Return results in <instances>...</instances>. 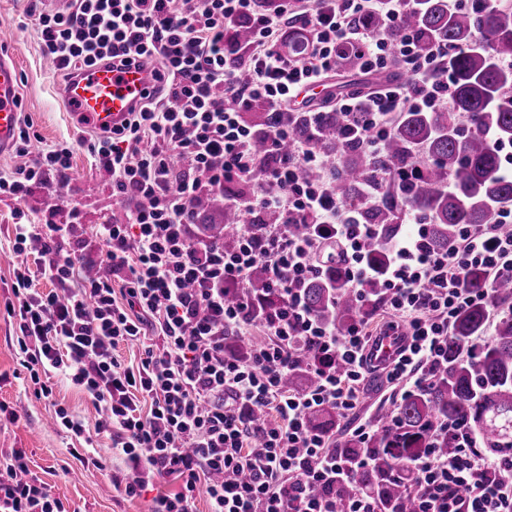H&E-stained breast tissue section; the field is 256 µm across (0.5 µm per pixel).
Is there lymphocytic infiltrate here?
Segmentation results:
<instances>
[{"mask_svg": "<svg viewBox=\"0 0 512 512\" xmlns=\"http://www.w3.org/2000/svg\"><path fill=\"white\" fill-rule=\"evenodd\" d=\"M257 0H70L66 7L39 12L44 52L63 75L108 61L150 68L153 85L145 103L124 128L102 133L88 146L92 167L107 171L112 194L134 200L127 223L101 224L102 275L92 277L81 258L63 253L66 224H28L16 212L14 249L29 252L41 241L34 266L14 270L19 348L25 354L34 392L50 396L47 374L90 396L111 428L127 472L115 481L124 496H141L152 476H175L179 491L154 497L151 512H195L204 494L209 512H335L329 490L351 483L369 467L334 453L331 436L313 430L309 413L328 403L346 419L350 436L361 440L370 425L353 422L361 387L374 372L364 324L339 332L315 318L303 298L305 282L321 273L317 256L329 241L341 246L348 283L370 278L366 248L380 235L361 208L377 198L364 189L359 203L342 204L333 187L334 170L312 141L296 138L298 97L320 86L342 50L357 49L365 70L393 61L411 65L408 83H392L368 98L340 100L351 121L346 136L381 153L397 113L447 107L450 79L435 64L447 45L417 50L414 35L400 26L416 0H277L257 9ZM384 19L382 33L357 27L369 13ZM247 20L249 45L234 38ZM308 33L302 52L280 47L288 20ZM252 78L244 83L240 70ZM259 103L279 116L265 139L269 159L256 164L254 130L242 109ZM362 121H354L356 113ZM72 150L64 143L42 152L32 164L0 174V193L25 194L46 173H64ZM320 171L318 182L300 171ZM244 185L247 195L227 202L240 215L238 244L228 252L190 231L195 200ZM276 212L278 223L259 218ZM407 229L391 246L384 272L383 303L394 314L388 331L404 345L385 365L388 382L412 392L424 388L446 359L456 312L486 302L465 286L467 269L484 266L492 278L512 277V208L498 211L494 224L462 226L446 251L427 250L428 226L405 216ZM304 225L294 235L291 225ZM284 297L272 317L256 311L244 295L256 266ZM50 283L38 290L36 281ZM237 290L236 303L226 293ZM261 327L267 343L239 356L224 339ZM153 343H146V336ZM145 342L134 365L114 354L124 342ZM318 383L291 393L282 381L302 347ZM273 411L269 422L256 414ZM456 450L416 457V512H512V485L500 484L503 462L481 453L476 437L457 427ZM20 450L0 455V512H65L51 489L28 476ZM232 471L236 480H221Z\"/></svg>", "mask_w": 512, "mask_h": 512, "instance_id": "f902f5d3", "label": "lymphocytic infiltrate"}]
</instances>
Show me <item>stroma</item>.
<instances>
[{
    "instance_id": "stroma-1",
    "label": "stroma",
    "mask_w": 512,
    "mask_h": 512,
    "mask_svg": "<svg viewBox=\"0 0 512 512\" xmlns=\"http://www.w3.org/2000/svg\"><path fill=\"white\" fill-rule=\"evenodd\" d=\"M29 7V0H0V54L14 57L19 64L22 116L32 119L42 145L65 142L73 155L64 176L47 174L29 187L23 200L0 195V451L22 450L31 475L50 487L66 512H149L154 493L177 491V481L160 477L153 491L141 497L121 495L113 482L124 477L126 468L111 429L102 424L99 408L57 376L50 379L52 399L35 396L22 365L16 321L8 313L17 302L13 270L26 261L25 255L13 249L15 209H23L37 224L70 225L65 249L89 259L98 258L102 248L93 233L95 225L123 223L128 211L113 198L111 180H99L90 167L87 145L93 134L79 129L66 112L61 102L62 76L43 51ZM364 78L363 71L337 68L308 96L307 108H335L340 99L361 93ZM55 192L64 204L62 210L53 212L44 208L43 201ZM401 399V388L388 384L383 374H374L366 383L354 419L376 423L378 415L389 412ZM61 408L82 423L85 438L56 425V412ZM87 445L99 459V467L87 468L79 461L77 451Z\"/></svg>"
}]
</instances>
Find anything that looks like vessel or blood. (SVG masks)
<instances>
[{"label": "vessel or blood", "mask_w": 512, "mask_h": 512, "mask_svg": "<svg viewBox=\"0 0 512 512\" xmlns=\"http://www.w3.org/2000/svg\"><path fill=\"white\" fill-rule=\"evenodd\" d=\"M19 68L15 60L0 57V156L13 148L20 125ZM150 84L149 71L133 63L120 69L99 63L66 82L63 96L81 126L101 130L123 127L143 100ZM400 347L398 337H375L368 353L375 364L391 360Z\"/></svg>", "instance_id": "b4317fda"}]
</instances>
